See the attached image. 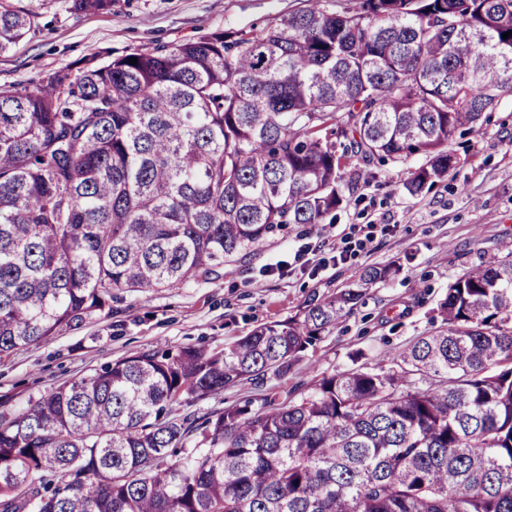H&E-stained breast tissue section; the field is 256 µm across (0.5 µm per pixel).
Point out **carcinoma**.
Masks as SVG:
<instances>
[{
    "label": "carcinoma",
    "mask_w": 512,
    "mask_h": 512,
    "mask_svg": "<svg viewBox=\"0 0 512 512\" xmlns=\"http://www.w3.org/2000/svg\"><path fill=\"white\" fill-rule=\"evenodd\" d=\"M302 2L0 86V359L324 223L350 162L420 158L403 186L421 193L512 88V0ZM36 19L0 0V54ZM398 271L366 266L220 351L156 347L0 410V512H512L511 245L376 366L188 412L288 376Z\"/></svg>",
    "instance_id": "cac0c4a2"
}]
</instances>
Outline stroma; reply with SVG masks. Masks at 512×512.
Here are the masks:
<instances>
[{"label":"stroma","instance_id":"1","mask_svg":"<svg viewBox=\"0 0 512 512\" xmlns=\"http://www.w3.org/2000/svg\"><path fill=\"white\" fill-rule=\"evenodd\" d=\"M39 26L0 55V85H28L100 51L172 44L216 29L262 28L299 0H112L111 10L69 11L65 0H26ZM461 163L419 195L402 163L346 168L348 203L318 225L292 224L260 249L226 263L222 277L122 294L111 313L0 361V402L16 409L64 381L158 346L223 348L254 326L301 313L313 296L346 287L366 265L399 264L287 378L231 387L198 413L243 397L306 392L322 374L380 363L386 352L439 325L437 304L470 266L512 245V89L487 121L457 138Z\"/></svg>","mask_w":512,"mask_h":512}]
</instances>
